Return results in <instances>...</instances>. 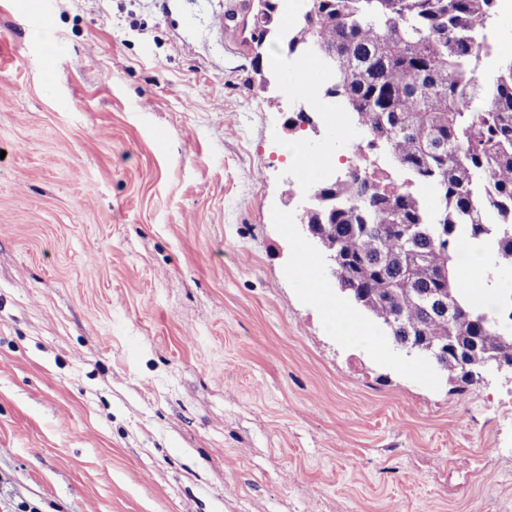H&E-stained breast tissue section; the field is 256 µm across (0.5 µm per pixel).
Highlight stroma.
<instances>
[{
  "label": "stroma",
  "instance_id": "35a3bbf8",
  "mask_svg": "<svg viewBox=\"0 0 512 512\" xmlns=\"http://www.w3.org/2000/svg\"><path fill=\"white\" fill-rule=\"evenodd\" d=\"M243 3L0 0V512H512V374L294 277L285 146L342 176L362 132L296 125ZM309 256L302 246L296 248L293 268L300 282L307 288L312 298L319 303L328 313L330 325H334L340 337L348 342H368L371 346L382 350L378 337L372 334L368 326L353 312L336 303L335 297L328 287L318 278L316 263L304 264V257ZM305 271V277L301 272Z\"/></svg>",
  "mask_w": 512,
  "mask_h": 512
}]
</instances>
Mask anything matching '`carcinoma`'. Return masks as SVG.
I'll return each mask as SVG.
<instances>
[{
	"instance_id": "cac0c4a2",
	"label": "carcinoma",
	"mask_w": 512,
	"mask_h": 512,
	"mask_svg": "<svg viewBox=\"0 0 512 512\" xmlns=\"http://www.w3.org/2000/svg\"><path fill=\"white\" fill-rule=\"evenodd\" d=\"M312 18L281 25L259 5L251 40L285 28L329 72L325 96L357 114L365 148L388 154L408 178L378 168L310 187L324 250L341 260L354 306L395 340L452 342L480 370L509 351L500 321L459 281L462 236L495 239L512 265V56L483 58L496 0H310ZM421 183L441 201L430 212Z\"/></svg>"
}]
</instances>
